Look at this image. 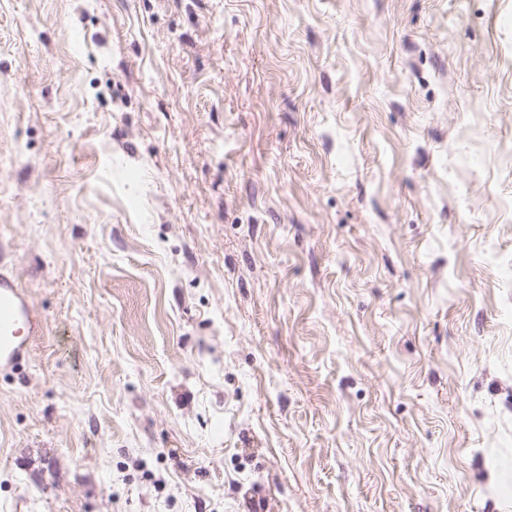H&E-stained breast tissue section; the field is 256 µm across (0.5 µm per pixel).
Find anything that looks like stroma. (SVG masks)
Masks as SVG:
<instances>
[{"instance_id":"obj_1","label":"stroma","mask_w":512,"mask_h":512,"mask_svg":"<svg viewBox=\"0 0 512 512\" xmlns=\"http://www.w3.org/2000/svg\"><path fill=\"white\" fill-rule=\"evenodd\" d=\"M0 512H512V0H0ZM39 316L13 276L0 273V371L22 366L29 343L39 328Z\"/></svg>"}]
</instances>
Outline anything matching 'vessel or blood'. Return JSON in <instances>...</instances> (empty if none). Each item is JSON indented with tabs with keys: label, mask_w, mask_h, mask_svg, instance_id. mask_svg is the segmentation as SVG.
Segmentation results:
<instances>
[{
	"label": "vessel or blood",
	"mask_w": 512,
	"mask_h": 512,
	"mask_svg": "<svg viewBox=\"0 0 512 512\" xmlns=\"http://www.w3.org/2000/svg\"><path fill=\"white\" fill-rule=\"evenodd\" d=\"M39 328V316L14 277L0 273V371L18 370Z\"/></svg>",
	"instance_id": "1"
}]
</instances>
